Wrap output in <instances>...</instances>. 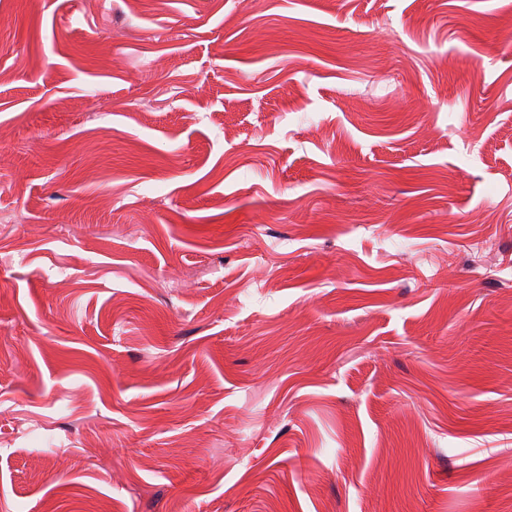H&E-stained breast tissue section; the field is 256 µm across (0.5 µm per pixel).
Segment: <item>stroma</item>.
Listing matches in <instances>:
<instances>
[{"mask_svg": "<svg viewBox=\"0 0 512 512\" xmlns=\"http://www.w3.org/2000/svg\"><path fill=\"white\" fill-rule=\"evenodd\" d=\"M512 512V0H0V512Z\"/></svg>", "mask_w": 512, "mask_h": 512, "instance_id": "1", "label": "stroma"}]
</instances>
